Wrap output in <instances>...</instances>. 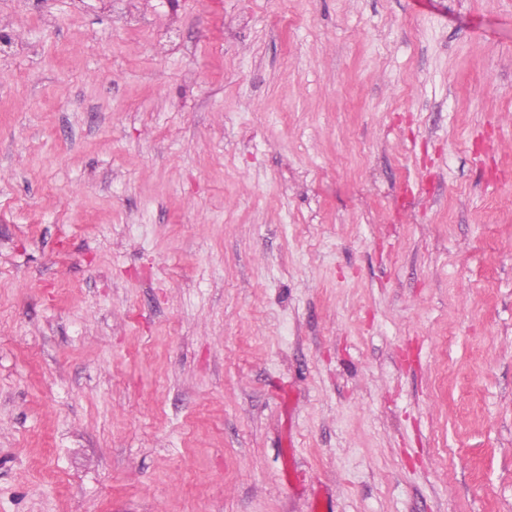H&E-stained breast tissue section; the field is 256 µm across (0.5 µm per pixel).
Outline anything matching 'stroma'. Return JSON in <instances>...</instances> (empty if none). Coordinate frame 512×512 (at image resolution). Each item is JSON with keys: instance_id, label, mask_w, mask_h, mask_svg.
<instances>
[{"instance_id": "stroma-1", "label": "stroma", "mask_w": 512, "mask_h": 512, "mask_svg": "<svg viewBox=\"0 0 512 512\" xmlns=\"http://www.w3.org/2000/svg\"><path fill=\"white\" fill-rule=\"evenodd\" d=\"M512 0H0V512H512Z\"/></svg>"}]
</instances>
